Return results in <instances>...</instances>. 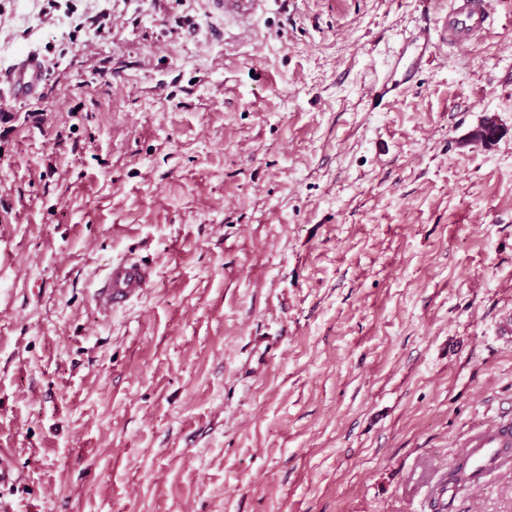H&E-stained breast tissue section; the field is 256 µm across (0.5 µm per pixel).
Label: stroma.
I'll use <instances>...</instances> for the list:
<instances>
[{"label": "stroma", "instance_id": "stroma-1", "mask_svg": "<svg viewBox=\"0 0 512 512\" xmlns=\"http://www.w3.org/2000/svg\"><path fill=\"white\" fill-rule=\"evenodd\" d=\"M447 7L0 0V76L45 63L0 105V512H436L512 410V0L366 99ZM447 512H512V470ZM260 0H209L210 9L219 14L232 12L244 16L248 14ZM436 24L430 19L419 22L409 35L403 38L402 50L397 58L389 65L387 72L373 82L370 96L367 100L368 111L376 112L383 108L386 102L394 99L403 92L415 74L420 70L422 63L432 56V48L435 46ZM412 49V62L400 70L399 65L404 53ZM44 66L35 53L22 56L10 70L9 78L15 98L23 99L35 94L43 77ZM149 281V268L140 261L126 258L112 263L97 290L96 302L101 309L111 312L142 295Z\"/></svg>", "mask_w": 512, "mask_h": 512}]
</instances>
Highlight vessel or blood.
Instances as JSON below:
<instances>
[{"instance_id": "1", "label": "vessel or blood", "mask_w": 512, "mask_h": 512, "mask_svg": "<svg viewBox=\"0 0 512 512\" xmlns=\"http://www.w3.org/2000/svg\"><path fill=\"white\" fill-rule=\"evenodd\" d=\"M259 0H209L213 12L248 14ZM494 24L490 0H450L444 26L448 40L454 44L483 38ZM436 40V25L421 20L403 39L404 48L413 52L407 67L391 63L386 73L373 82L367 100L369 111L376 112L386 102L396 98L408 86L422 63L430 59ZM43 62L37 54L22 56L12 67L9 78L14 97L23 99L35 94L43 77ZM150 281L148 267L140 261L126 258L113 263L96 293V302L104 311L123 306L143 294ZM512 469V422L493 420L469 435L444 468L432 489L436 500L456 501L466 494L483 489L497 473Z\"/></svg>"}]
</instances>
